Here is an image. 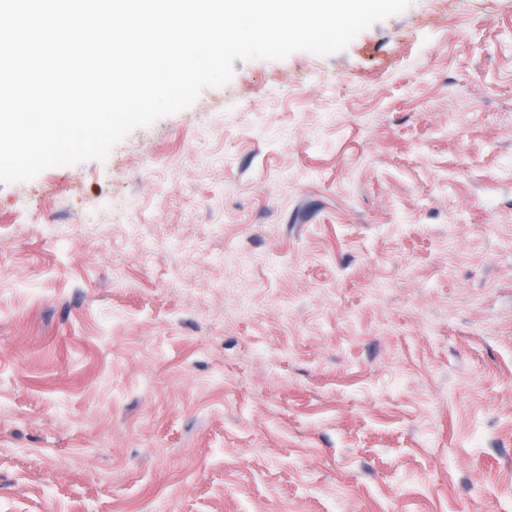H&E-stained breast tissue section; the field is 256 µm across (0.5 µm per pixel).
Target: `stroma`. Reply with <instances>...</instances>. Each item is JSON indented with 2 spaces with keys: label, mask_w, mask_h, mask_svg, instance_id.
Listing matches in <instances>:
<instances>
[{
  "label": "stroma",
  "mask_w": 512,
  "mask_h": 512,
  "mask_svg": "<svg viewBox=\"0 0 512 512\" xmlns=\"http://www.w3.org/2000/svg\"><path fill=\"white\" fill-rule=\"evenodd\" d=\"M512 512V0H414L0 184V512Z\"/></svg>",
  "instance_id": "stroma-1"
}]
</instances>
